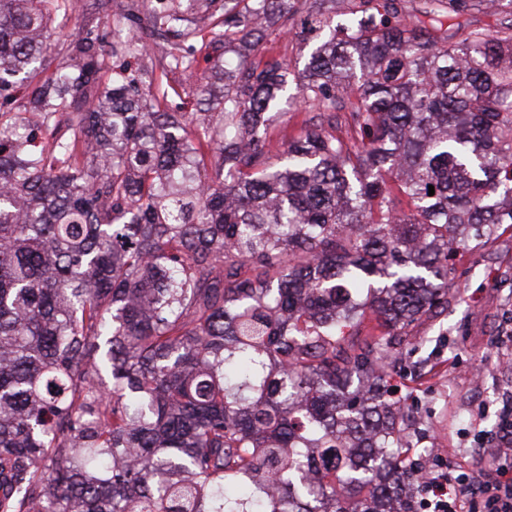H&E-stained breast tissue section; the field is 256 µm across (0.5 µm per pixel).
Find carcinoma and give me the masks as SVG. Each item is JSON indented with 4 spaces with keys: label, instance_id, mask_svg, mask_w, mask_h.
<instances>
[{
    "label": "carcinoma",
    "instance_id": "cac0c4a2",
    "mask_svg": "<svg viewBox=\"0 0 512 512\" xmlns=\"http://www.w3.org/2000/svg\"><path fill=\"white\" fill-rule=\"evenodd\" d=\"M421 2L0 0V512H416L390 360L512 224L503 0ZM312 18H302L288 36L273 35L261 46L263 61L288 58L292 66L301 69L307 59L310 46L315 40V32L311 31ZM307 113L304 110L299 112H288V115L281 118L275 125L271 135L272 145L278 146L282 142H288L290 137L299 135L302 128V121Z\"/></svg>",
    "mask_w": 512,
    "mask_h": 512
}]
</instances>
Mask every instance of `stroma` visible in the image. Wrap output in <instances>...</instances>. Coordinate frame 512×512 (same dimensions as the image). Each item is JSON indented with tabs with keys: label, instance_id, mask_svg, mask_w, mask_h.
<instances>
[{
	"label": "stroma",
	"instance_id": "obj_1",
	"mask_svg": "<svg viewBox=\"0 0 512 512\" xmlns=\"http://www.w3.org/2000/svg\"><path fill=\"white\" fill-rule=\"evenodd\" d=\"M314 40L305 18L263 43L261 56L300 68ZM455 276L447 308L410 326L395 382L415 428L434 438L429 462L466 471L480 463V437L495 433L512 395V228L459 251Z\"/></svg>",
	"mask_w": 512,
	"mask_h": 512
}]
</instances>
